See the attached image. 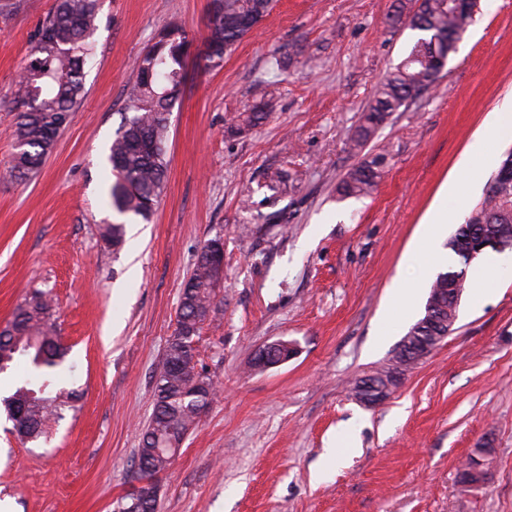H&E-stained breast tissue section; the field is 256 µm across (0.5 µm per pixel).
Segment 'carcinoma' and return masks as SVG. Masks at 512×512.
<instances>
[{"instance_id": "cac0c4a2", "label": "carcinoma", "mask_w": 512, "mask_h": 512, "mask_svg": "<svg viewBox=\"0 0 512 512\" xmlns=\"http://www.w3.org/2000/svg\"><path fill=\"white\" fill-rule=\"evenodd\" d=\"M218 7L211 14L204 41L211 52L198 59L218 64L270 14L274 0H214ZM101 0H55L22 68L13 101L16 153L8 172L19 179L36 173L66 128L76 105L84 95V67L94 54L93 36L97 30ZM408 24L423 33L408 56L377 86L364 110L351 149L360 151L385 123L387 117L407 107L432 87L443 75L446 63L434 57L433 39L448 42V52L456 48L457 16L446 0H402L391 18L396 26ZM192 40L177 24L164 28L157 40L137 61V75L127 92V109L121 127L108 146L107 161L114 180L108 188L109 205L117 213L144 221L151 218L166 182L167 120L188 79L187 58ZM383 157L364 159L343 180L339 192L344 197L370 194L382 175ZM512 250V182L507 186L489 177L484 195L470 207L462 224L448 238L447 247L461 268L439 273L432 282L428 299L444 308L445 317L459 309L448 301V289L466 288L464 252L483 236L495 239L501 231ZM101 238L114 246L124 241L121 223L100 225ZM215 280L206 251H201L195 268L180 295L179 315L173 335L167 342L156 378L155 405L143 432L137 454L141 476L153 475L170 467L172 442L179 429L190 430L214 401V387H200L195 377L197 350L190 343L199 336L201 323L213 312ZM60 329L52 302L34 292L0 329V357L6 364L0 374L17 363L26 366V377L6 397L13 404L25 398V391L44 388L42 400L27 406L20 420V436L37 439L47 432V423L60 417L74 393L61 387L67 354L59 343ZM480 475L488 479L486 458L477 453L459 471L462 478Z\"/></svg>"}]
</instances>
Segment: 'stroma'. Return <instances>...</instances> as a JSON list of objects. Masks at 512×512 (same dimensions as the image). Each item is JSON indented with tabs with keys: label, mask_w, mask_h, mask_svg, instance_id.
I'll use <instances>...</instances> for the list:
<instances>
[{
	"label": "stroma",
	"mask_w": 512,
	"mask_h": 512,
	"mask_svg": "<svg viewBox=\"0 0 512 512\" xmlns=\"http://www.w3.org/2000/svg\"><path fill=\"white\" fill-rule=\"evenodd\" d=\"M54 0H0V327L35 291L54 300L80 398L46 437L18 439L0 405V512H118L154 386L202 247L224 245L215 320L196 339L219 396L158 474V512H512V265L482 302L467 274L453 331L368 407L356 382L383 367L421 316L436 274L419 239L434 208L450 236L512 139L491 116L512 99V0H479L443 77L355 154L349 142L382 77L415 42L397 0H277L220 64L189 58L168 116L169 176L150 221L107 208V146L140 54L182 25L202 42L209 0H102L86 95L41 171L21 181L12 99ZM270 104L260 125L243 118ZM383 155L363 198L337 186ZM469 182L455 185L458 166ZM121 222L120 246L98 226ZM410 291L390 307L394 289ZM388 334L378 339L381 319ZM285 340L288 362L253 370ZM350 451L325 470L326 448ZM490 444L489 478L459 468Z\"/></svg>",
	"instance_id": "obj_1"
}]
</instances>
